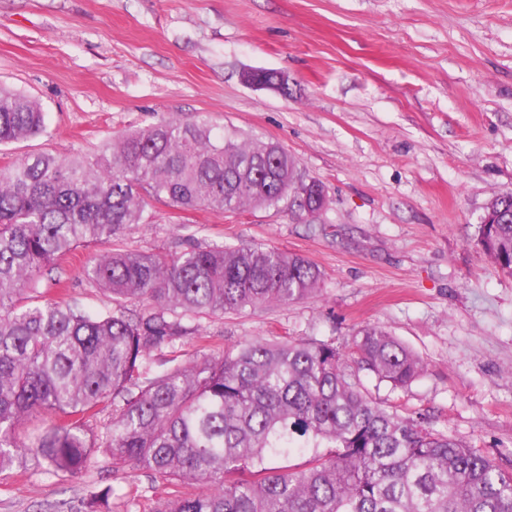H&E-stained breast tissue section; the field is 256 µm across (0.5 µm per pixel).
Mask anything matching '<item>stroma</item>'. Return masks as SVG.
I'll return each mask as SVG.
<instances>
[{"mask_svg":"<svg viewBox=\"0 0 512 512\" xmlns=\"http://www.w3.org/2000/svg\"><path fill=\"white\" fill-rule=\"evenodd\" d=\"M286 73L287 94L242 82ZM0 86L37 100L44 134L0 151L91 157L168 117L274 141L325 187L311 217L154 207L124 248L242 242L298 253L318 296L203 319L219 351L255 339L345 346L366 325L426 366L404 389L362 376L374 401L491 459L512 453V276L477 243L488 201L512 191V0H0ZM63 258L65 299L111 309ZM112 487V512H154L171 485L116 473H0V512H50Z\"/></svg>","mask_w":512,"mask_h":512,"instance_id":"stroma-1","label":"stroma"}]
</instances>
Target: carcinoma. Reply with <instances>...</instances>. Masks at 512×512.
Masks as SVG:
<instances>
[{"instance_id": "carcinoma-1", "label": "carcinoma", "mask_w": 512, "mask_h": 512, "mask_svg": "<svg viewBox=\"0 0 512 512\" xmlns=\"http://www.w3.org/2000/svg\"><path fill=\"white\" fill-rule=\"evenodd\" d=\"M46 129L30 97L0 88V147ZM297 164L277 143L213 134L202 120L120 135L110 156L28 154L0 166V472L35 461L77 473L96 451L174 487L154 512H512V459L500 464L374 402L333 342L253 340L181 350L200 320L286 305L320 290L302 255L251 243L143 254L119 246L148 226L150 201L237 211L297 202ZM506 218L477 244L512 275ZM325 189L307 204L325 209ZM90 250L89 285L115 307L91 313L41 288L58 261ZM356 370L404 388L422 360L386 329L352 336ZM113 407L101 432L89 419ZM293 453L303 467L281 464ZM112 488L83 512H112Z\"/></svg>"}]
</instances>
